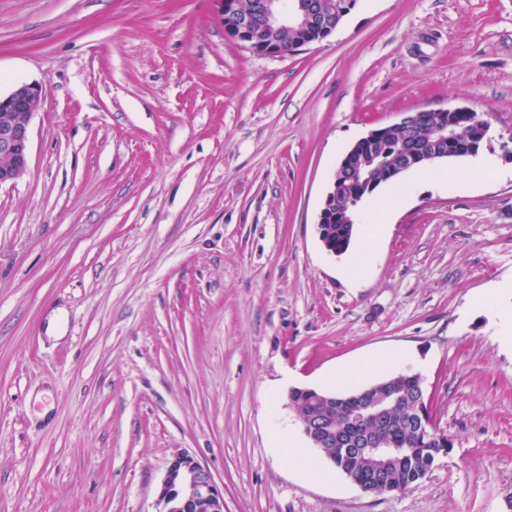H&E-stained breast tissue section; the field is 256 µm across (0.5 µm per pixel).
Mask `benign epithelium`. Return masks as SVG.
<instances>
[{"instance_id": "1", "label": "benign epithelium", "mask_w": 512, "mask_h": 512, "mask_svg": "<svg viewBox=\"0 0 512 512\" xmlns=\"http://www.w3.org/2000/svg\"><path fill=\"white\" fill-rule=\"evenodd\" d=\"M219 16L231 14L235 18V27L229 35L242 47L261 55L275 56L276 35L285 29L299 26L305 22L317 24L320 31L332 35L336 31L333 16L320 8L314 0L301 3L294 0L291 5H281L283 0H266L246 11L240 7V0H216ZM45 93L40 83H22L8 94L0 95V187L20 179L27 171L30 157V126L36 114L44 105ZM470 108L426 109L405 115L397 125L412 127L420 132L434 127L442 148L435 151L412 149L402 146L404 157L402 169L407 170L419 163L428 166L450 158L466 157L479 142L487 139L490 123L479 118L476 134L462 139L459 137L454 117ZM379 135L373 129L359 139L343 156L336 171L350 179L371 183L364 177L363 170L371 166L375 159L357 157L358 147L372 143ZM356 209V203H344L340 199L337 185H332L326 194L320 209L318 224H329L337 216L350 224L351 218L345 216L347 210ZM397 391L388 389L381 396L371 398L363 391L356 397L354 414L357 418L381 425L399 404ZM305 436L316 446L331 445L336 448L353 449L370 459L371 471L351 477V481L363 491L370 493L378 475L401 453L399 448H385L379 440L367 437L352 439L348 428L334 425L330 419L319 417L311 412L309 419L297 420ZM161 512H224V491L216 484L211 472L192 455L178 452L173 455L159 491Z\"/></svg>"}]
</instances>
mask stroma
<instances>
[{
	"mask_svg": "<svg viewBox=\"0 0 512 512\" xmlns=\"http://www.w3.org/2000/svg\"><path fill=\"white\" fill-rule=\"evenodd\" d=\"M39 82L0 187V512H159L185 451L224 512H512V0H357L277 57L216 0H0V92ZM488 119L501 176L415 183L362 282L318 213L345 153L410 112ZM397 353L452 444L363 492L288 393ZM290 431L300 459L274 438Z\"/></svg>",
	"mask_w": 512,
	"mask_h": 512,
	"instance_id": "35a3bbf8",
	"label": "stroma"
}]
</instances>
